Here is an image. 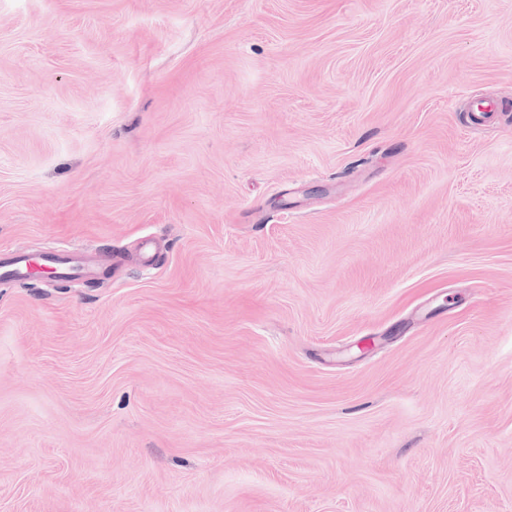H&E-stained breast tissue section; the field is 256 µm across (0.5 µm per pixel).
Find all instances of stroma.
<instances>
[{
    "instance_id": "stroma-1",
    "label": "stroma",
    "mask_w": 512,
    "mask_h": 512,
    "mask_svg": "<svg viewBox=\"0 0 512 512\" xmlns=\"http://www.w3.org/2000/svg\"><path fill=\"white\" fill-rule=\"evenodd\" d=\"M60 250L0 512H512V0H0V252Z\"/></svg>"
}]
</instances>
